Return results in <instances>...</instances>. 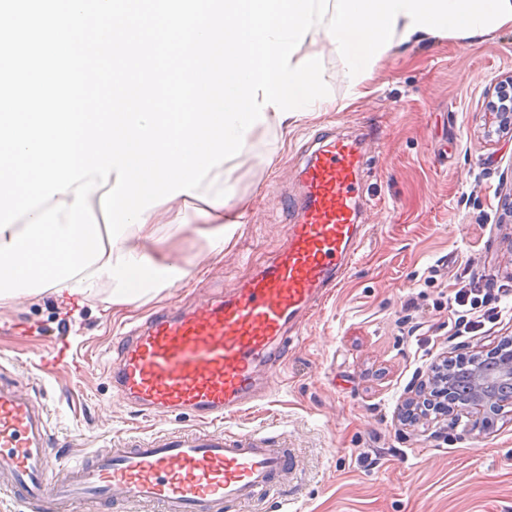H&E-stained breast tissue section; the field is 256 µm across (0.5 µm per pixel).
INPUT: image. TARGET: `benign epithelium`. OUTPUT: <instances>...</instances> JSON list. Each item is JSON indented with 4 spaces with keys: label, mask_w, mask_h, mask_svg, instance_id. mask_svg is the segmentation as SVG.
Here are the masks:
<instances>
[{
    "label": "benign epithelium",
    "mask_w": 512,
    "mask_h": 512,
    "mask_svg": "<svg viewBox=\"0 0 512 512\" xmlns=\"http://www.w3.org/2000/svg\"><path fill=\"white\" fill-rule=\"evenodd\" d=\"M484 130L490 139H512V74L501 77L486 96ZM467 373L455 379L433 378L420 394L413 397L421 402L447 398L448 414L477 420L499 415L512 409V350L496 346L490 355L474 353L465 365Z\"/></svg>",
    "instance_id": "benign-epithelium-1"
}]
</instances>
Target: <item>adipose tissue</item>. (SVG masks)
Returning a JSON list of instances; mask_svg holds the SVG:
<instances>
[{"label": "adipose tissue", "instance_id": "1", "mask_svg": "<svg viewBox=\"0 0 512 512\" xmlns=\"http://www.w3.org/2000/svg\"><path fill=\"white\" fill-rule=\"evenodd\" d=\"M147 219L139 232L138 240L130 236L120 238L111 255L103 257L75 278L54 287L53 292L64 302L82 298L96 292L100 282L112 280L122 284L121 299L135 301L136 291L127 283L133 276H141L144 282L165 288L183 280L189 274L187 268L172 264L167 255L158 248L153 221L154 210H147Z\"/></svg>", "mask_w": 512, "mask_h": 512}]
</instances>
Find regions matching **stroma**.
Masks as SVG:
<instances>
[{
  "label": "stroma",
  "mask_w": 512,
  "mask_h": 512,
  "mask_svg": "<svg viewBox=\"0 0 512 512\" xmlns=\"http://www.w3.org/2000/svg\"><path fill=\"white\" fill-rule=\"evenodd\" d=\"M316 50L333 103L288 131L258 129L228 162L246 215L223 251L208 256L196 209L185 208L182 226L161 212L164 251L196 260L187 279L129 303L105 304L109 281L67 309L47 292L0 301V377L46 405L50 445L65 456L193 428L189 416L153 418L119 399L107 364L125 332L167 304L223 294L270 260L314 140L363 133L360 250L338 288L289 328L271 397L224 421L231 433L281 436L295 470L265 499L224 512H512V419L400 420L431 365L512 336L507 316L484 334L453 336L439 304L464 266L512 277V223L498 210L512 191V140L484 135L487 91L512 73V28L397 46L355 93L329 41ZM411 298L419 306L409 311Z\"/></svg>",
  "instance_id": "stroma-1"
}]
</instances>
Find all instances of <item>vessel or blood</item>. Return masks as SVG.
<instances>
[{
    "label": "vessel or blood",
    "instance_id": "obj_1",
    "mask_svg": "<svg viewBox=\"0 0 512 512\" xmlns=\"http://www.w3.org/2000/svg\"><path fill=\"white\" fill-rule=\"evenodd\" d=\"M361 164L360 143L322 139L300 172L288 242L269 263L222 299L164 309L131 328L109 370L120 398L158 417L189 414L197 428L92 453L58 480L47 411L0 381V484L23 490L34 512L99 497L161 512H224L267 493L290 468L288 448L260 432H225L224 419L269 394L289 324L340 285L364 237Z\"/></svg>",
    "mask_w": 512,
    "mask_h": 512
}]
</instances>
